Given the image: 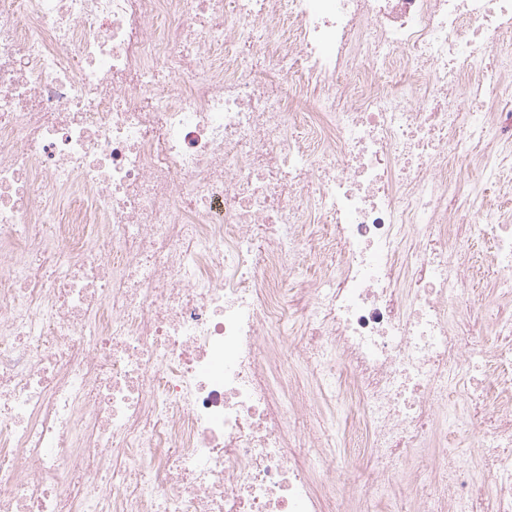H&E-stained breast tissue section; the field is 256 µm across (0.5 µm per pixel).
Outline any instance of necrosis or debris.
<instances>
[{
  "instance_id": "1",
  "label": "necrosis or debris",
  "mask_w": 512,
  "mask_h": 512,
  "mask_svg": "<svg viewBox=\"0 0 512 512\" xmlns=\"http://www.w3.org/2000/svg\"><path fill=\"white\" fill-rule=\"evenodd\" d=\"M511 99L512 0H0V512H512Z\"/></svg>"
}]
</instances>
